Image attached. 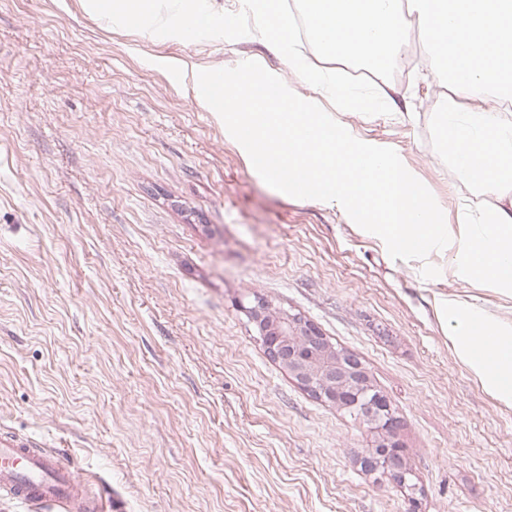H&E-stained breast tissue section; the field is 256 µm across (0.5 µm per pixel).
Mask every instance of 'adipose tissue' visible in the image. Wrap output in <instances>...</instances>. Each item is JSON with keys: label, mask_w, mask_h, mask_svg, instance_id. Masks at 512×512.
<instances>
[{"label": "adipose tissue", "mask_w": 512, "mask_h": 512, "mask_svg": "<svg viewBox=\"0 0 512 512\" xmlns=\"http://www.w3.org/2000/svg\"><path fill=\"white\" fill-rule=\"evenodd\" d=\"M439 312L453 324L451 340L460 362L483 389L512 406V320L457 300L442 302Z\"/></svg>", "instance_id": "ef3b65f1"}]
</instances>
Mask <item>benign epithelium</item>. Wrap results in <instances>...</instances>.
Segmentation results:
<instances>
[{"label":"benign epithelium","mask_w":512,"mask_h":512,"mask_svg":"<svg viewBox=\"0 0 512 512\" xmlns=\"http://www.w3.org/2000/svg\"><path fill=\"white\" fill-rule=\"evenodd\" d=\"M239 307L257 326L271 359L321 401L347 412L377 434L376 448L366 465L408 485L411 470L396 439L398 418L389 399L372 384L360 360L336 348L305 317L272 309L262 295L244 296Z\"/></svg>","instance_id":"1"}]
</instances>
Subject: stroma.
<instances>
[{"mask_svg":"<svg viewBox=\"0 0 512 512\" xmlns=\"http://www.w3.org/2000/svg\"><path fill=\"white\" fill-rule=\"evenodd\" d=\"M163 57L259 62L393 148L448 222L485 200L432 146V66L377 80L392 113L367 116L248 36L173 42L81 0H0V432L63 441L112 512H512V407L434 309L512 297L457 279L451 251L393 259L341 208L268 186ZM253 292L359 358L415 490L369 471L374 432L266 355L238 305Z\"/></svg>","mask_w":512,"mask_h":512,"instance_id":"35a3bbf8","label":"stroma"}]
</instances>
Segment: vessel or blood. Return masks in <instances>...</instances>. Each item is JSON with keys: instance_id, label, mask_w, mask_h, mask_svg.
<instances>
[{"instance_id": "obj_1", "label": "vessel or blood", "mask_w": 512, "mask_h": 512, "mask_svg": "<svg viewBox=\"0 0 512 512\" xmlns=\"http://www.w3.org/2000/svg\"><path fill=\"white\" fill-rule=\"evenodd\" d=\"M0 498L44 505L54 512H107L90 500L86 480L71 470L61 452L44 453L36 442L0 434Z\"/></svg>"}]
</instances>
